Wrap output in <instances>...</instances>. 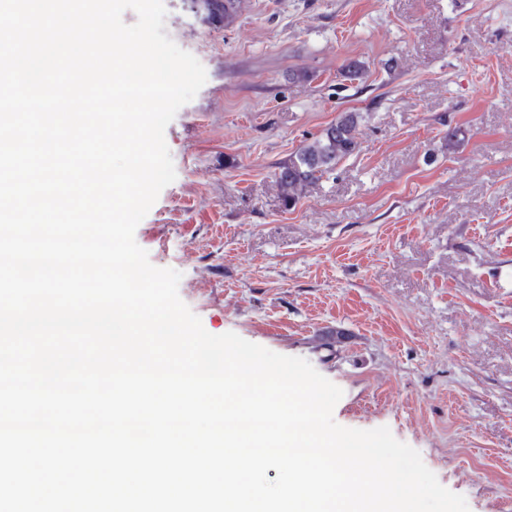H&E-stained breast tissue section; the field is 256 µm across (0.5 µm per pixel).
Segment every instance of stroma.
Wrapping results in <instances>:
<instances>
[{
  "label": "stroma",
  "mask_w": 512,
  "mask_h": 512,
  "mask_svg": "<svg viewBox=\"0 0 512 512\" xmlns=\"http://www.w3.org/2000/svg\"><path fill=\"white\" fill-rule=\"evenodd\" d=\"M164 5L207 81L137 244L207 332L306 359L336 423L512 512V0H239L221 30ZM342 112L359 150L286 206L280 166Z\"/></svg>",
  "instance_id": "stroma-1"
}]
</instances>
